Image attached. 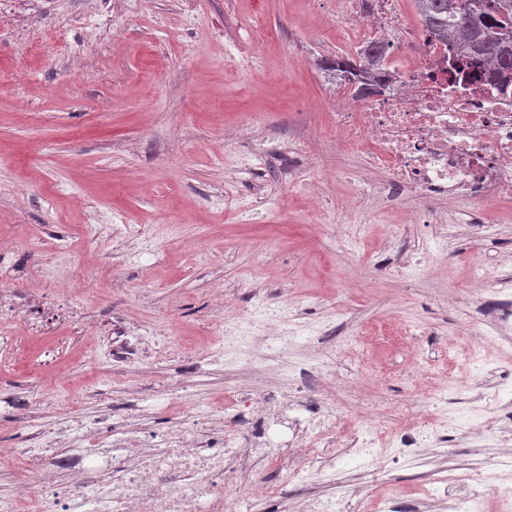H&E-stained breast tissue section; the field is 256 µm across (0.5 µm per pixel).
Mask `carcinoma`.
I'll list each match as a JSON object with an SVG mask.
<instances>
[{
    "label": "carcinoma",
    "instance_id": "carcinoma-1",
    "mask_svg": "<svg viewBox=\"0 0 512 512\" xmlns=\"http://www.w3.org/2000/svg\"><path fill=\"white\" fill-rule=\"evenodd\" d=\"M413 3L429 37L451 47L449 68L464 69L474 79H494L502 87L512 85V0H470L465 13L458 0ZM382 59V46L373 44L358 55L336 57L326 69L364 97L385 90Z\"/></svg>",
    "mask_w": 512,
    "mask_h": 512
}]
</instances>
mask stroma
Returning <instances> with one entry per match:
<instances>
[{"label":"stroma","mask_w":512,"mask_h":512,"mask_svg":"<svg viewBox=\"0 0 512 512\" xmlns=\"http://www.w3.org/2000/svg\"><path fill=\"white\" fill-rule=\"evenodd\" d=\"M347 39L336 0H15L0 10V234L21 240L58 224L74 240L96 210L133 225H176L182 245L162 265L147 255L122 266L124 249L113 246L101 275H119L124 288L93 304L161 322L166 338L189 349L209 342L210 326L251 325L241 349L259 347L271 360L264 369L213 365L196 390L218 409L225 380L257 391L275 384L299 360L295 329L326 326L336 388L352 391L336 432L359 418L362 400H379L374 452L389 459L395 427L426 426L429 394L446 392L449 413L469 421L457 387L481 376L462 360L480 325L472 274L512 270V200L487 208L485 223L462 225L444 251L432 245L435 225L403 221L420 198L405 197L380 220L346 209L367 175L336 146L322 64L346 53ZM293 135L346 179L315 196L289 186L288 159L275 147ZM232 153L262 161L228 171ZM257 179L275 184L270 197L225 210V193L244 201ZM317 207L330 226L308 223ZM400 249L413 273L392 262ZM349 277L353 288L342 290ZM58 339L53 331L22 339L24 355L0 370V387L32 391L45 408L88 398L103 372L92 360L95 337L72 338L54 366H38ZM188 381L184 364L154 362L132 368L122 392L100 396L132 411L138 394ZM496 454L491 442L473 454L452 437L389 460L379 476L345 457L296 485L280 447L224 484L273 489L270 512H295L303 498H353L376 512L380 498L411 507L438 470Z\"/></svg>","instance_id":"35a3bbf8"}]
</instances>
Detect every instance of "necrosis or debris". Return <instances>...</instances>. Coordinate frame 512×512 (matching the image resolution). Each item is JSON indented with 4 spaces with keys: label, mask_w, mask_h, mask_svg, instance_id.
I'll return each mask as SVG.
<instances>
[{
    "label": "necrosis or debris",
    "mask_w": 512,
    "mask_h": 512,
    "mask_svg": "<svg viewBox=\"0 0 512 512\" xmlns=\"http://www.w3.org/2000/svg\"><path fill=\"white\" fill-rule=\"evenodd\" d=\"M340 14L353 50L376 42L387 51L421 42L420 53L394 72L390 91L365 98L337 86L336 144L360 153L378 180L361 190L364 210L387 208L411 195L424 200L406 215L412 224H434L447 240L453 224H477L487 206L512 199V94L490 82L451 81L448 50L427 39L397 8V0H341ZM127 224L82 225V243L70 248L63 236L38 227L21 243L0 241V369L17 361L19 335H45L61 319L70 336L97 339V359L111 381L148 357H183L178 344L160 341L153 328L134 326L120 309L101 312L90 300L103 265L104 238L139 236ZM490 340L512 347V274L486 281L477 291ZM328 348L306 356L288 380V411L274 423L288 428L294 476L322 473L325 462L364 456L374 441L368 426L336 436V406L326 367ZM189 408L176 427L144 428L139 415L113 420L95 415L28 412V432L15 444L23 466L11 490L0 491V512H229L224 477L235 463L265 458L272 423L254 427L268 393L224 389L225 416L206 401L185 394ZM237 420L228 430L225 419ZM501 452L483 469L436 476L428 490L435 512H484L486 499L512 507V427H496Z\"/></svg>",
    "instance_id": "1"
}]
</instances>
